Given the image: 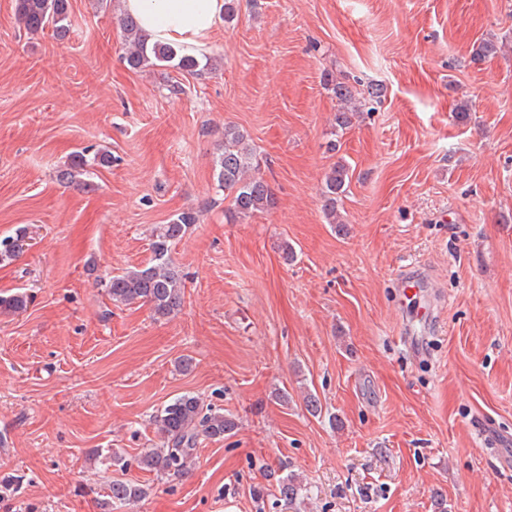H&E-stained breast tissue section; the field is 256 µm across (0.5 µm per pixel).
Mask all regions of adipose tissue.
<instances>
[{
    "instance_id": "obj_1",
    "label": "adipose tissue",
    "mask_w": 512,
    "mask_h": 512,
    "mask_svg": "<svg viewBox=\"0 0 512 512\" xmlns=\"http://www.w3.org/2000/svg\"><path fill=\"white\" fill-rule=\"evenodd\" d=\"M225 0H118L123 13L134 15L149 41L183 52L208 54L224 26Z\"/></svg>"
}]
</instances>
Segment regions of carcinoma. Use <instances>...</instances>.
Here are the masks:
<instances>
[{
  "instance_id": "carcinoma-1",
  "label": "carcinoma",
  "mask_w": 512,
  "mask_h": 512,
  "mask_svg": "<svg viewBox=\"0 0 512 512\" xmlns=\"http://www.w3.org/2000/svg\"><path fill=\"white\" fill-rule=\"evenodd\" d=\"M15 12L19 22L29 33H37L47 27L53 29L60 40L71 30L70 0H15ZM127 49L124 59L127 65L140 70L147 67H172L182 73L198 74L197 58L181 53L173 47L148 42L137 21L129 16L121 17ZM330 90L344 104L337 115V124L346 128L352 116L361 110L362 101L355 97L352 87L344 82L329 83ZM88 163L82 154H76L70 165L60 171L59 179L76 182L88 173ZM218 186L224 196L232 199V215L251 217L274 205L272 190L258 172L254 149L248 137L237 127H224V151L215 161ZM349 168L338 163L325 175L323 198L324 212L331 224L339 223L337 202L346 191ZM199 223V214L193 210L179 213L168 224L158 227L151 241L152 258L149 263L126 269L111 275L105 281L108 296L115 304L145 305L158 319L178 314L184 305L185 282L179 270L172 264V245L181 240L187 228ZM31 246L27 230L19 228L14 234L0 238V261H12ZM30 296L25 292L0 295V314H14L25 310ZM154 424L161 443L146 448L138 458L139 467L160 475H184L190 472L197 445L202 438L220 440L231 433L235 422L224 414L206 407L199 397L183 394L158 411ZM146 495L141 484L117 478L109 486L108 496L113 503L133 506Z\"/></svg>"
}]
</instances>
